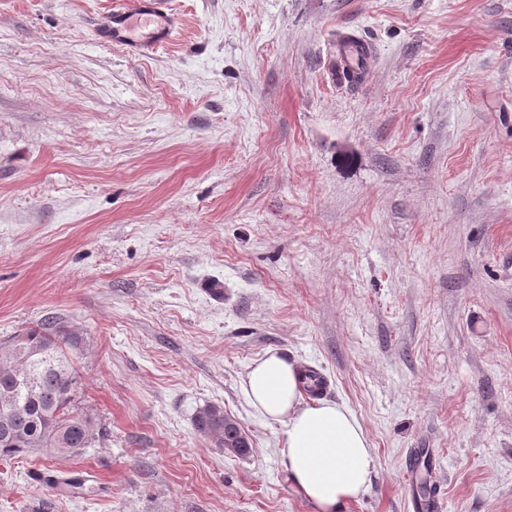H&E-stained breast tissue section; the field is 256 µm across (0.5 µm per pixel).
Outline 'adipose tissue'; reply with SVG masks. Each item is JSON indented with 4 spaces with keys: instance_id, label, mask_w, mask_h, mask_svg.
I'll use <instances>...</instances> for the list:
<instances>
[{
    "instance_id": "ef3b65f1",
    "label": "adipose tissue",
    "mask_w": 512,
    "mask_h": 512,
    "mask_svg": "<svg viewBox=\"0 0 512 512\" xmlns=\"http://www.w3.org/2000/svg\"><path fill=\"white\" fill-rule=\"evenodd\" d=\"M303 374L296 362L270 351L252 364L242 389L266 419L286 423L284 464L314 512H344L370 487L374 450L346 406L305 401Z\"/></svg>"
}]
</instances>
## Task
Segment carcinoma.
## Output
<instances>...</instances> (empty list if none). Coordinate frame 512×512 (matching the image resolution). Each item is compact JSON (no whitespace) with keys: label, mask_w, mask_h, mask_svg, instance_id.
I'll use <instances>...</instances> for the list:
<instances>
[{"label":"carcinoma","mask_w":512,"mask_h":512,"mask_svg":"<svg viewBox=\"0 0 512 512\" xmlns=\"http://www.w3.org/2000/svg\"><path fill=\"white\" fill-rule=\"evenodd\" d=\"M78 332L55 316L0 340V457L38 451L64 456L93 447L103 437L94 417L78 411L82 378L74 361ZM197 432L222 448L238 438L224 409L207 405L195 418Z\"/></svg>","instance_id":"obj_1"}]
</instances>
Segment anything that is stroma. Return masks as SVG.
I'll use <instances>...</instances> for the list:
<instances>
[{
	"mask_svg": "<svg viewBox=\"0 0 512 512\" xmlns=\"http://www.w3.org/2000/svg\"><path fill=\"white\" fill-rule=\"evenodd\" d=\"M111 2L0 0V338L77 329L104 430L0 459V512H313L241 387L270 350L367 432L344 512H413L420 478L512 512V0H170L147 57L95 39ZM194 426L197 432L212 438L215 444L230 453L244 457L250 453L251 446L243 448H228L224 446V438L234 441L238 438V429L232 423L224 420V409L217 405H206L200 409L195 418Z\"/></svg>",
	"mask_w": 512,
	"mask_h": 512,
	"instance_id": "35a3bbf8",
	"label": "stroma"
}]
</instances>
